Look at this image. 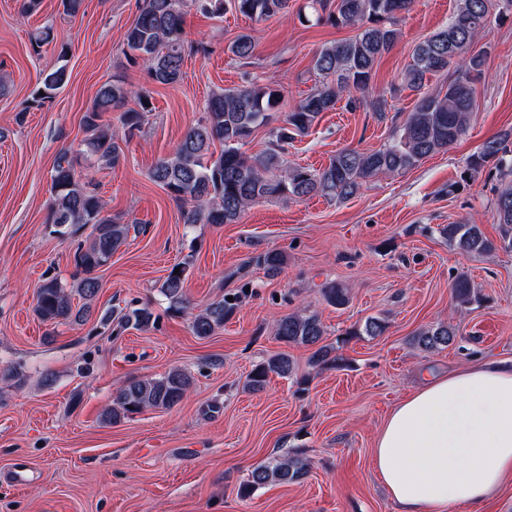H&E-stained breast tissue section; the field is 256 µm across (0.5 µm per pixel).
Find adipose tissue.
I'll list each match as a JSON object with an SVG mask.
<instances>
[{
    "label": "adipose tissue",
    "instance_id": "adipose-tissue-1",
    "mask_svg": "<svg viewBox=\"0 0 512 512\" xmlns=\"http://www.w3.org/2000/svg\"><path fill=\"white\" fill-rule=\"evenodd\" d=\"M373 463L398 512H483L512 476V365L456 369L408 393Z\"/></svg>",
    "mask_w": 512,
    "mask_h": 512
}]
</instances>
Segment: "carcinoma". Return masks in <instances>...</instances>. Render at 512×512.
Listing matches in <instances>:
<instances>
[{"label":"carcinoma","instance_id":"1","mask_svg":"<svg viewBox=\"0 0 512 512\" xmlns=\"http://www.w3.org/2000/svg\"><path fill=\"white\" fill-rule=\"evenodd\" d=\"M184 0H138V14L125 32L126 55L142 62L149 79L161 85H173L182 78L185 55L194 49L185 28ZM206 14L221 16L230 8L244 17L264 21L287 13L289 0H194ZM415 0H315L326 20L334 25H352L359 33L348 40L323 46L314 57V68L323 76L320 87L299 101L284 117L275 108L282 97L274 84L249 83L236 88L214 91L206 103L204 116L190 126L175 151L159 159L150 169V179L161 187L180 207L185 224H234L248 207L257 201L291 195L295 198L320 195L328 199H347L359 192L380 173L404 171L423 159L455 145L466 133L474 112L473 79L479 74L484 57L468 54L475 39L491 23V0H458L448 26L429 36L414 48L413 63L404 74L406 86L419 91L426 75L452 72L448 85L437 94H424L404 123L396 127L380 148L359 151L342 149L322 169L290 167L284 159L285 146L295 137L308 133L321 113L336 108L339 100L347 105L364 104L373 109L379 103L368 100L376 62L394 47L399 18L409 12ZM251 34L238 35L229 52L240 59L254 55ZM67 80L65 66H59L41 78L38 103L50 98ZM133 100L137 108L123 112L122 124L127 135L141 128L145 114L152 111L148 96L125 88L119 83H105L97 91L82 124L86 133L81 149L65 150L58 156L51 174L53 202L48 223L59 228L91 227L89 242L74 254L75 273L72 283L56 277L45 279L37 288L34 314L42 322L57 326L68 321H83L91 315V302L100 284L95 272L123 246L131 224H123L105 212V204L96 191L90 174H81V161L92 160L97 167L112 169L125 159L119 139L103 114L119 104ZM268 129L269 145L258 155L243 151L252 133ZM512 138L503 135L485 141L479 152L466 162V172L474 177L491 167L498 174L501 187L495 199L497 221L501 224L503 247L512 249ZM221 150H212L214 144ZM440 234L467 253L489 254L497 243L488 238L478 224H446ZM256 263L276 272L284 255L271 251L256 258ZM186 266L177 263L169 269L160 292L170 309L181 313L190 308L184 294ZM452 291L461 305L473 299V287L463 276L456 279ZM85 300L73 309L72 293ZM326 302L343 306L347 290L336 283L322 289ZM237 306L226 297L213 301L191 314V330L207 338L224 327ZM154 314L147 307L114 310L100 317V323H115L120 328L134 326L147 329ZM386 329L377 318L366 320L350 336H379ZM326 330L315 314L293 312L277 319L275 336L288 345L313 348L310 363L315 367H340L343 358L323 343ZM457 336L451 324L440 323L420 331L416 346L426 352L451 345ZM293 363L285 354L257 364L247 379V387L262 389L274 374L287 377ZM193 385V378L182 369L150 378L130 379L120 387L112 405L101 415L106 424L118 423L148 408L171 409L178 405ZM307 473V463L298 455H281L260 463L250 479L239 488L240 497L248 498L254 490L267 484H288Z\"/></svg>","mask_w":512,"mask_h":512}]
</instances>
